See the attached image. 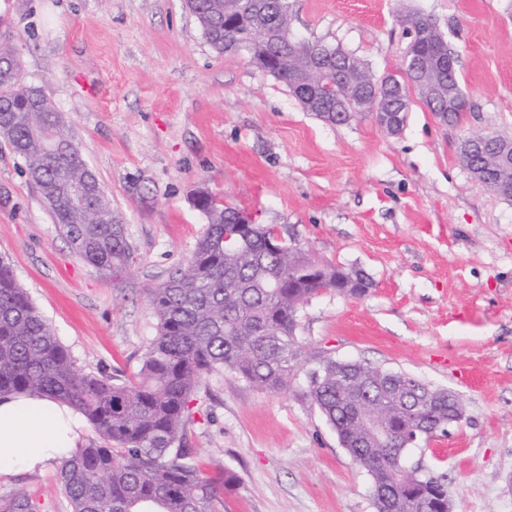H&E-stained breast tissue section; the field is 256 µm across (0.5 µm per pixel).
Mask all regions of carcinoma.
I'll return each instance as SVG.
<instances>
[{
	"instance_id": "obj_1",
	"label": "carcinoma",
	"mask_w": 512,
	"mask_h": 512,
	"mask_svg": "<svg viewBox=\"0 0 512 512\" xmlns=\"http://www.w3.org/2000/svg\"><path fill=\"white\" fill-rule=\"evenodd\" d=\"M186 5L219 56L250 37L256 18L279 31L275 40L255 45L252 61L262 69L282 58L272 77L288 87L305 111L330 124L370 114V99L363 94L371 78L366 67L338 46L293 40L288 0H186ZM420 20L432 39L418 42L416 51L430 57L451 54L432 19L422 14ZM308 58L326 69L338 87L336 99L314 109L306 106L296 84L295 67ZM412 91L430 111L448 113L451 122L466 107L455 70L435 71L428 86L396 78L393 111L409 112ZM45 134L70 149L49 153ZM0 136L24 160L73 254L103 276L121 277L132 254L125 225L61 113L25 81L14 51L2 46ZM67 185L87 189V211L71 205ZM200 208L207 227L192 255L150 289L158 330L135 382L79 372L12 268L0 261V398L25 394L65 403L107 442L105 447L79 448L62 460L61 489L73 512H218L224 488L235 476L226 471L222 478H204L181 447L199 381L224 370L278 392L295 375L301 356L299 306L321 288L316 282L290 288L288 281L307 277L311 256L288 242L270 249L273 224L257 225L250 236L235 235L237 209L222 201L204 199ZM373 370L362 361L326 358L308 372L310 396L340 445L371 477L373 492L388 494V508L411 512L419 504L429 512H446V476L408 466L399 453L402 438L415 426L424 424L437 434L447 431L448 390L424 384L419 402L407 404L396 394L416 377L384 368L374 375ZM367 393L373 420L394 431L385 448L374 447L369 432L358 431L364 418L358 397ZM0 512H39V504L32 495L17 493L0 499Z\"/></svg>"
}]
</instances>
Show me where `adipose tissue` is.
I'll return each instance as SVG.
<instances>
[{
	"instance_id": "1",
	"label": "adipose tissue",
	"mask_w": 512,
	"mask_h": 512,
	"mask_svg": "<svg viewBox=\"0 0 512 512\" xmlns=\"http://www.w3.org/2000/svg\"><path fill=\"white\" fill-rule=\"evenodd\" d=\"M86 428L81 415L49 398H1L0 475L44 469L73 453Z\"/></svg>"
}]
</instances>
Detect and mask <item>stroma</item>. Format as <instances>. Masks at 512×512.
Here are the masks:
<instances>
[{
    "instance_id": "35a3bbf8",
    "label": "stroma",
    "mask_w": 512,
    "mask_h": 512,
    "mask_svg": "<svg viewBox=\"0 0 512 512\" xmlns=\"http://www.w3.org/2000/svg\"><path fill=\"white\" fill-rule=\"evenodd\" d=\"M289 3L295 37L379 77L403 64L397 13L430 16L457 58L459 122L417 99L394 136L363 115L323 122L246 54H214L185 0H0V43L62 113L133 247L118 279L75 257L0 137V259L81 372L132 381L157 334L149 290L191 256L206 227L191 196L212 191L374 282L301 305L287 389L202 379L182 443L205 476L236 475L224 512H376L369 475L309 393L325 357L454 392L462 420L411 459L446 475L453 512H512V199L458 157L464 137H512V0ZM59 470L0 476V499L27 492L41 512H72Z\"/></svg>"
}]
</instances>
